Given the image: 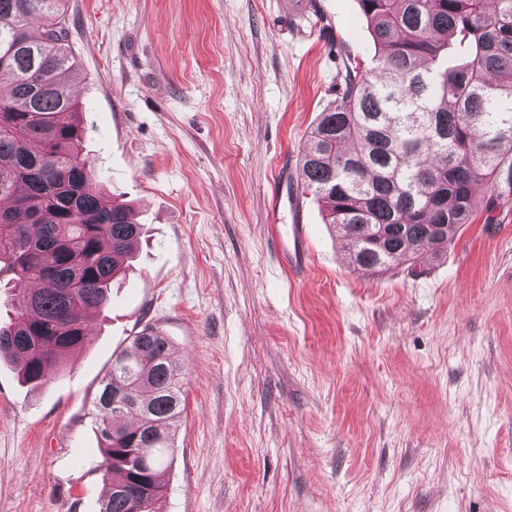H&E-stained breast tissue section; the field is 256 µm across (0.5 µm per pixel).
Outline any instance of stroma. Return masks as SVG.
Listing matches in <instances>:
<instances>
[{
	"label": "stroma",
	"instance_id": "stroma-1",
	"mask_svg": "<svg viewBox=\"0 0 512 512\" xmlns=\"http://www.w3.org/2000/svg\"><path fill=\"white\" fill-rule=\"evenodd\" d=\"M83 152L142 233L42 388L0 361V512H99V382L186 371L165 512H512V202L420 268L349 262L296 175L374 44L357 0H67ZM302 224L309 275L272 230Z\"/></svg>",
	"mask_w": 512,
	"mask_h": 512
}]
</instances>
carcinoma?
I'll use <instances>...</instances> for the list:
<instances>
[{
    "mask_svg": "<svg viewBox=\"0 0 512 512\" xmlns=\"http://www.w3.org/2000/svg\"><path fill=\"white\" fill-rule=\"evenodd\" d=\"M378 54L345 66L301 157L304 184L353 265L386 273L436 254L512 200V0H358ZM66 0H0V265L20 282L0 357L46 384L140 234L80 143ZM484 195L477 197L479 189ZM383 233L382 248L370 244ZM185 372L154 326L112 355L95 397L100 512H163Z\"/></svg>",
    "mask_w": 512,
    "mask_h": 512,
    "instance_id": "1",
    "label": "carcinoma"
}]
</instances>
